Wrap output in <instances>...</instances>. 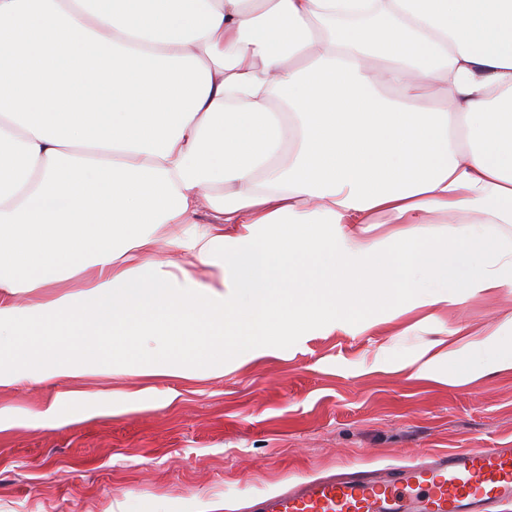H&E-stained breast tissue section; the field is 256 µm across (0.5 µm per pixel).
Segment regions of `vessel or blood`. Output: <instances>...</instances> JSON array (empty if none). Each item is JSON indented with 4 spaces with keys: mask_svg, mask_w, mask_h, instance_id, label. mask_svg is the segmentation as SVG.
Returning <instances> with one entry per match:
<instances>
[{
    "mask_svg": "<svg viewBox=\"0 0 512 512\" xmlns=\"http://www.w3.org/2000/svg\"><path fill=\"white\" fill-rule=\"evenodd\" d=\"M507 499L512 448H470L291 484L259 497L255 512H496Z\"/></svg>",
    "mask_w": 512,
    "mask_h": 512,
    "instance_id": "1",
    "label": "vessel or blood"
}]
</instances>
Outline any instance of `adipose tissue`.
I'll use <instances>...</instances> for the list:
<instances>
[{
    "instance_id": "ef3b65f1",
    "label": "adipose tissue",
    "mask_w": 512,
    "mask_h": 512,
    "mask_svg": "<svg viewBox=\"0 0 512 512\" xmlns=\"http://www.w3.org/2000/svg\"><path fill=\"white\" fill-rule=\"evenodd\" d=\"M90 266L83 305L9 301ZM504 289L512 0H0V337L47 328L0 385L220 371ZM481 361L512 373V315L408 367Z\"/></svg>"
}]
</instances>
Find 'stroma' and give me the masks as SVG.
<instances>
[{
    "instance_id": "obj_1",
    "label": "stroma",
    "mask_w": 512,
    "mask_h": 512,
    "mask_svg": "<svg viewBox=\"0 0 512 512\" xmlns=\"http://www.w3.org/2000/svg\"><path fill=\"white\" fill-rule=\"evenodd\" d=\"M512 312V292L377 323L316 331L279 356L193 369L0 386V512H249L258 495L349 466L403 465L424 453L512 446V374L464 385L415 379L406 364ZM403 335H396V328ZM78 409L47 422L56 394Z\"/></svg>"
}]
</instances>
